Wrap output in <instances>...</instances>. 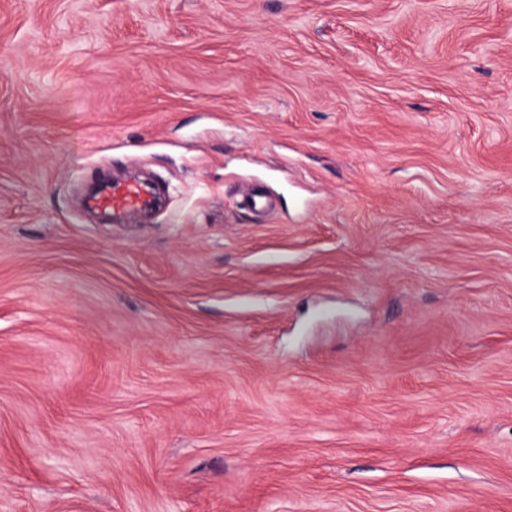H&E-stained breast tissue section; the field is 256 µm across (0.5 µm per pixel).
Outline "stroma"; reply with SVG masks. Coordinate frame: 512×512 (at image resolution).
I'll return each instance as SVG.
<instances>
[{
	"label": "stroma",
	"mask_w": 512,
	"mask_h": 512,
	"mask_svg": "<svg viewBox=\"0 0 512 512\" xmlns=\"http://www.w3.org/2000/svg\"><path fill=\"white\" fill-rule=\"evenodd\" d=\"M0 512H512V0H0ZM150 202L149 196L135 185H112L95 198L97 205L110 207L113 212L145 207Z\"/></svg>",
	"instance_id": "35a3bbf8"
}]
</instances>
